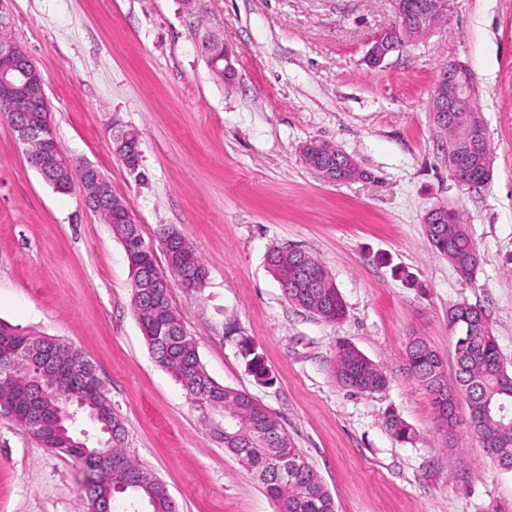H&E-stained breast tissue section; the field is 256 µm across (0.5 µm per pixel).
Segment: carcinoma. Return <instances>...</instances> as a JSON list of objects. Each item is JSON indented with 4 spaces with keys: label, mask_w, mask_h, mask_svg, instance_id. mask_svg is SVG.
<instances>
[{
    "label": "carcinoma",
    "mask_w": 512,
    "mask_h": 512,
    "mask_svg": "<svg viewBox=\"0 0 512 512\" xmlns=\"http://www.w3.org/2000/svg\"><path fill=\"white\" fill-rule=\"evenodd\" d=\"M0 116L14 125L24 120L33 124L50 123L47 103L41 99H24L11 107H0ZM448 141V172L474 188L488 183L481 151L464 144L453 131L443 130ZM312 153L303 162L318 172L335 161L317 149L319 140L310 141ZM83 166L66 163L46 179L57 190H65ZM103 221L122 240L133 272V282L158 277L154 252L146 247L139 225L114 224L108 207L99 210ZM431 248L448 261L456 274L470 280L479 267V255L460 213L451 211L446 224H424ZM159 241L168 264L167 274H180L196 283L190 294L198 295L207 283L208 268L196 247L174 227L159 232ZM267 265L281 284L285 300L321 320L339 323L346 316L343 298L333 284L323 263L312 254L296 247L272 249ZM132 309L155 363L170 372L184 387L193 404L204 415L224 413V426H213L224 450L262 484L274 502L276 512H336V502L306 456L295 447L288 430L276 413L251 393L223 386L206 371L193 339L183 328L166 288H132ZM458 324L455 358L462 369L448 380L442 357L421 336L407 340L406 356L410 376L426 391L436 410V425L446 446L454 445L460 422L456 407L459 398L467 405L465 424L487 454L501 469L512 465V430L502 427L500 418L491 411L502 401L512 403V370L505 365L489 322V314H479L458 305L448 309V324ZM20 346L40 353L50 348L69 367L66 382L49 385L40 393L44 422L29 428L27 414L18 413L12 420L27 429L45 448H51L77 460L84 469L82 491L89 504L111 503L112 512H127V500L134 499L143 512H176L166 484L149 469L133 461L125 448L126 431L120 417L100 384L89 379L83 364L88 357L79 349L47 336H32L0 322V399L20 405L32 393L31 370L18 369L7 374L9 348ZM246 368L259 384L272 381L264 358L248 342H241ZM332 372L348 390L372 394L388 385L385 373L364 353L345 340L336 341ZM70 400L69 408H78L83 416L98 426L96 436L79 435L70 422L54 419L53 408L60 396ZM386 427L399 442L415 437L413 428L394 412L386 416ZM111 442L112 456L125 462V469L108 474L104 457L93 453ZM291 467L288 480L278 477L275 465Z\"/></svg>",
    "instance_id": "cac0c4a2"
}]
</instances>
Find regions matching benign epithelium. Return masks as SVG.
Here are the masks:
<instances>
[{
    "instance_id": "7a95c632",
    "label": "benign epithelium",
    "mask_w": 512,
    "mask_h": 512,
    "mask_svg": "<svg viewBox=\"0 0 512 512\" xmlns=\"http://www.w3.org/2000/svg\"><path fill=\"white\" fill-rule=\"evenodd\" d=\"M394 21L376 35L370 42L366 52V62L376 68L381 66L387 58L396 52L404 50L408 45L418 39L434 32L446 25L448 15L453 6V0H430L422 13L415 16L406 6V0H392ZM198 50L206 59L208 66L216 75L223 77L226 84L232 82L235 68L231 59V51L224 43L210 31L198 36ZM223 50V63H217L215 51ZM13 56L11 43L0 44V60L4 65L0 66V101L9 103L19 88H26L31 95L45 94V78L38 70L15 71V68L7 61ZM475 77L468 65L451 60L448 62L436 81V86L430 100L431 112H468L470 108L465 106V101L470 96ZM464 139L471 143L486 145L483 120L472 117L470 121L459 124ZM15 131L20 143L27 144L38 142L41 146V159L43 168L50 171L57 163L67 161V156L60 147L51 131L44 125H33L19 122ZM112 140L122 144L123 160L127 165H134L137 156L140 155L139 138L131 130H113ZM367 177V173L348 154H343L338 167L324 170L322 179L328 183L354 182ZM86 192L87 200L92 207L97 208L108 204L112 208V222L115 224H128L131 216L128 208L121 203L109 188L108 182L103 180L95 167L87 164L84 166L83 175L79 177ZM60 363L57 358L47 356L43 359L41 369L34 375V381L42 382L44 379H59Z\"/></svg>"
}]
</instances>
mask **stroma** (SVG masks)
<instances>
[{"mask_svg":"<svg viewBox=\"0 0 512 512\" xmlns=\"http://www.w3.org/2000/svg\"><path fill=\"white\" fill-rule=\"evenodd\" d=\"M8 34L46 77L56 139L94 165L128 205L146 244L177 228L208 271L202 295L171 296L202 363L220 384L277 413L338 512H512V471L461 432L448 448L425 390L407 371L410 334L455 370L448 309L485 308L512 367V0H455L445 27L371 68L369 42L392 0H7ZM233 52L227 86L196 35ZM476 77L493 176L476 189L448 173L428 103L448 60ZM140 135L129 170L112 128ZM354 157L367 179L330 185L300 159L308 140ZM459 210L478 250L461 280L428 244L423 217ZM298 246L329 270L346 305L330 323L289 304L266 256ZM132 272L111 225L80 183L56 192L0 119V320L81 349L95 364L131 454L167 486L176 512H275L261 484L152 359L133 314ZM378 364L381 392L341 387L338 339ZM274 375L262 386L239 346ZM414 429L396 441L385 416ZM82 467L0 417V512H89Z\"/></svg>","mask_w":512,"mask_h":512,"instance_id":"obj_1","label":"stroma"}]
</instances>
